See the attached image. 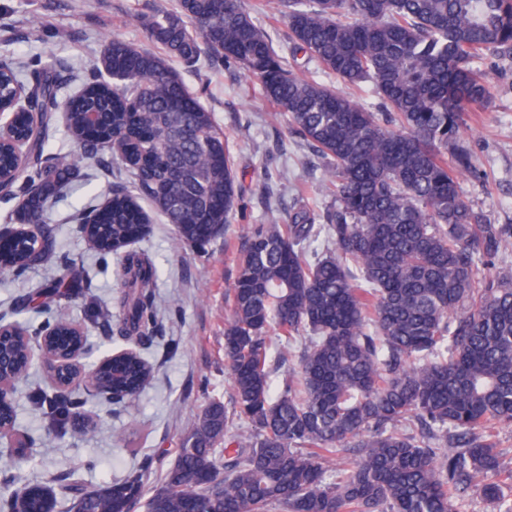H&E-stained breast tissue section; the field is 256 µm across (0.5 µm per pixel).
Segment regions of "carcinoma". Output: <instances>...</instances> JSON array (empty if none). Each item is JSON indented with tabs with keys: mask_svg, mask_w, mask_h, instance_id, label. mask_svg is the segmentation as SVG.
I'll return each mask as SVG.
<instances>
[{
	"mask_svg": "<svg viewBox=\"0 0 512 512\" xmlns=\"http://www.w3.org/2000/svg\"><path fill=\"white\" fill-rule=\"evenodd\" d=\"M287 19L290 59L305 57L351 86L371 82L373 112L288 68L242 0H177L175 9L139 16L156 54L114 38L88 71L66 112L77 151L45 155L49 123L68 85L65 66L0 56V101L17 89L41 113L27 164L0 142V193L18 197L17 220L37 224L53 198L86 176L107 148L128 180L111 186L79 231L105 253H121L119 332L150 337L157 324V268L145 253L121 252L130 225L154 211L174 225L183 246L201 249L224 235L242 188L228 139L171 62L204 58L243 68L288 119L289 132L326 165L334 206L316 223L303 206L288 223L252 225L238 260L233 305L224 321L230 404L211 402L182 440L147 512H460L471 491L500 498L512 470L501 469L492 429L512 425V281L480 273L492 266L512 229L488 223L461 197L471 168L460 143L470 113L490 89L479 62L491 49L512 54V0H263ZM325 235L331 249L312 259ZM46 253L18 239L0 253V273L23 270ZM85 293L67 259L38 295L14 301L19 313L38 298ZM0 340V377L28 373L32 337L83 333L55 320L42 330L18 326ZM304 343L296 373L270 393L272 337ZM152 365L132 353L121 374L102 361L104 390H140ZM49 426L65 429L80 401L75 390L49 397ZM251 424L244 442L229 436ZM351 448L355 460L331 469ZM224 476L215 481L214 472ZM29 484L0 472L6 512H27ZM143 474L85 495L83 512H128L143 493Z\"/></svg>",
	"mask_w": 512,
	"mask_h": 512,
	"instance_id": "1",
	"label": "carcinoma"
}]
</instances>
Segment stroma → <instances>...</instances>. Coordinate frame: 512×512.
Wrapping results in <instances>:
<instances>
[{
  "label": "stroma",
  "mask_w": 512,
  "mask_h": 512,
  "mask_svg": "<svg viewBox=\"0 0 512 512\" xmlns=\"http://www.w3.org/2000/svg\"><path fill=\"white\" fill-rule=\"evenodd\" d=\"M176 0H0V47L13 57L64 60L76 75L100 57L112 38L145 48L149 41L137 14L173 8ZM491 91L487 105L469 119L462 137L472 157V171L459 185L462 199L482 211L493 224L512 225V55L487 52L480 63ZM183 77L212 112L227 135L234 170L244 187L243 213L228 224L222 237L204 249L179 247L172 225L155 218L137 249L154 260L159 279L154 290L159 328L150 344L125 341L117 328L94 318L95 308L118 312L115 256L100 255L67 221L73 209L102 207L109 187L120 175L119 163L99 165L89 181L55 204L48 219L57 231L47 259L20 273L0 277V323L15 322L7 303L48 280L60 257L75 258L89 268L88 296L62 302L59 312L80 325L90 349L81 363L92 371L101 361L124 349L145 352L154 375L134 397L109 403L89 397L73 415L63 438L49 435L33 405L32 386L53 392L49 367L33 363V384H18L12 408L19 432L35 441L25 455L0 450V469L76 472L86 490L96 491L145 470V495L163 484L182 439L210 402H228L231 382L224 368V317L231 306L236 264L249 225L270 217L287 221L294 208L307 206L323 213L331 203L320 158L293 138L285 118H274L275 107L258 83L238 66L203 64ZM272 175L274 196L264 200L255 190Z\"/></svg>",
  "instance_id": "1"
}]
</instances>
